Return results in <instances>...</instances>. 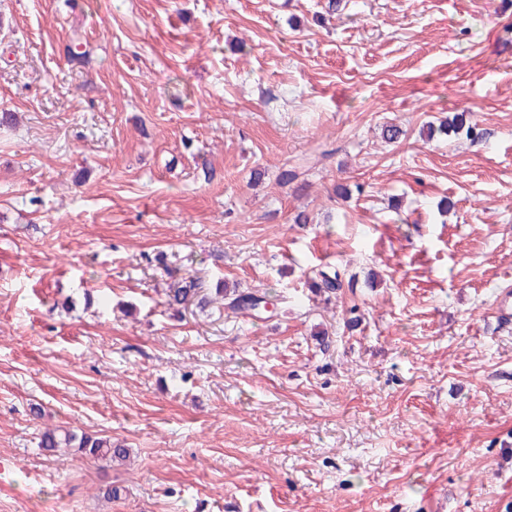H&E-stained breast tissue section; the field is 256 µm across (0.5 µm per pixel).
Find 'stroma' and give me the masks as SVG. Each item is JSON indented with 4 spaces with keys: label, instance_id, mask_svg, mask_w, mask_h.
<instances>
[{
    "label": "stroma",
    "instance_id": "35a3bbf8",
    "mask_svg": "<svg viewBox=\"0 0 512 512\" xmlns=\"http://www.w3.org/2000/svg\"><path fill=\"white\" fill-rule=\"evenodd\" d=\"M1 112L0 512H512V0H0ZM199 289L196 279L185 277L175 288H170L166 304L170 309L179 310V306L185 305L190 299L198 296ZM232 296L229 308L241 314L264 309V304L267 300L265 295H260L250 290L240 291L235 289ZM62 445L76 450L87 456L112 463L126 456L127 449L112 442L108 436H97L82 433L78 435L70 431H46L41 434L39 448L51 451Z\"/></svg>",
    "mask_w": 512,
    "mask_h": 512
}]
</instances>
